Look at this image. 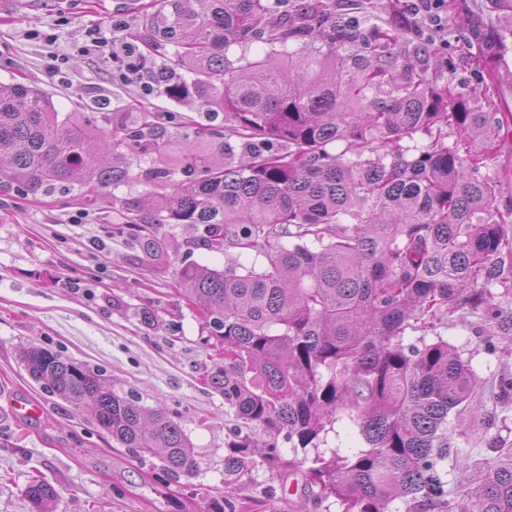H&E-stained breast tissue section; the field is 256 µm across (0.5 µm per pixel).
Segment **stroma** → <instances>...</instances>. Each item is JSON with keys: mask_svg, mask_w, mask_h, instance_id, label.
<instances>
[{"mask_svg": "<svg viewBox=\"0 0 512 512\" xmlns=\"http://www.w3.org/2000/svg\"><path fill=\"white\" fill-rule=\"evenodd\" d=\"M99 28L114 51L134 49V0H9L0 12V81L35 85L57 111L122 112L134 104L196 115L189 100L174 102L159 85L127 74L112 59L83 55L85 32ZM59 56L50 70L51 56ZM116 210L98 209L59 191L39 200L0 194V512H30L25 489L33 475L56 491L55 512H204L210 487L224 479L227 429L224 398L205 384L213 360L200 318L177 291L187 263L223 269L231 262L263 264V257L231 248L212 253L181 224L156 232L166 254L157 263L112 231L116 213L134 219L131 201L161 195L137 177L112 188ZM157 321H140L143 308ZM481 379L474 408L448 418L452 455L470 471L492 465L512 448V338L479 315L451 318L440 330ZM37 346L100 376L118 395L133 394L145 409L178 417L201 469L171 484L156 459L131 458L111 435L68 402L32 380L20 360ZM14 399L40 403L38 418L11 416ZM268 467H257L236 492L246 512H292L304 491L288 480L274 497Z\"/></svg>", "mask_w": 512, "mask_h": 512, "instance_id": "obj_1", "label": "stroma"}]
</instances>
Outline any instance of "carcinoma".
Wrapping results in <instances>:
<instances>
[{"label": "carcinoma", "mask_w": 512, "mask_h": 512, "mask_svg": "<svg viewBox=\"0 0 512 512\" xmlns=\"http://www.w3.org/2000/svg\"><path fill=\"white\" fill-rule=\"evenodd\" d=\"M392 2L140 6L141 57L166 58L165 96L223 116L222 131L192 117L179 124L176 166L162 158L170 134L156 112H114L98 130L75 112L59 119L34 85L0 82V192L72 190L109 209L108 188L143 162L144 179L168 192L117 231L144 254L162 256L155 226L185 224L211 251L265 258L180 270L178 291L220 350L206 384L229 417L224 489L210 512H237L230 491L259 463L283 481L301 477L315 504L330 500L340 512H393L397 500L404 512H512V448L466 477L457 507L448 499V417L470 405L479 379L436 332L467 313L496 323L492 288L512 294L507 178L488 168L512 126L492 74L509 47L462 11L480 50L470 62L477 86L461 94L453 56L409 36ZM255 43L263 53H252ZM417 133L424 145H401ZM409 332L421 333L418 343L404 344ZM21 360L130 456L158 459L168 482L199 472L166 411H147L42 348ZM345 412L366 447L341 454L324 444ZM25 496L32 512H48L55 489L36 476Z\"/></svg>", "instance_id": "carcinoma-1"}]
</instances>
